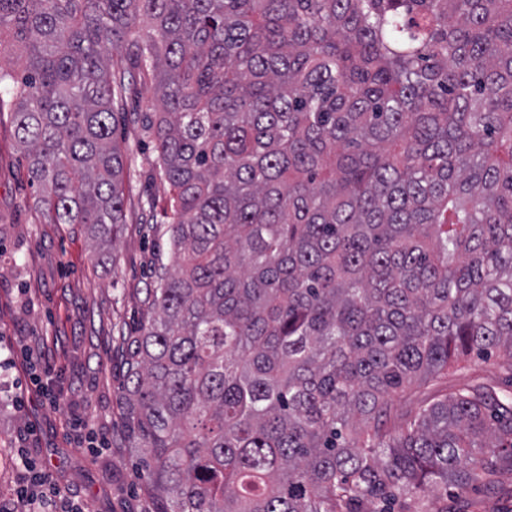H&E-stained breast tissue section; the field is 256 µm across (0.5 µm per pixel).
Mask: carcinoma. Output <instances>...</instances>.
Here are the masks:
<instances>
[{"label":"carcinoma","instance_id":"1","mask_svg":"<svg viewBox=\"0 0 512 512\" xmlns=\"http://www.w3.org/2000/svg\"><path fill=\"white\" fill-rule=\"evenodd\" d=\"M155 81L174 261L129 339L156 512H376L512 458V0H0L36 207L124 223L117 114ZM471 380H477L501 389L508 388L507 383L504 381V375L501 373L495 357L488 359L473 357L468 369L459 372L449 371L448 379L444 380L437 389L444 393L447 386L449 389L450 387H457L458 385Z\"/></svg>","mask_w":512,"mask_h":512}]
</instances>
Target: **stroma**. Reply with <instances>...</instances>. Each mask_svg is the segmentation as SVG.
Instances as JSON below:
<instances>
[{
	"label": "stroma",
	"mask_w": 512,
	"mask_h": 512,
	"mask_svg": "<svg viewBox=\"0 0 512 512\" xmlns=\"http://www.w3.org/2000/svg\"><path fill=\"white\" fill-rule=\"evenodd\" d=\"M153 82L128 94L114 138L128 157L124 222L112 253L95 257L81 224L45 223L9 115L0 116V505L18 496L32 466L85 512H154L144 469L125 441L120 393L125 339L147 320L158 263H172L156 222L169 186L155 168ZM427 512H512V468L495 484L420 494Z\"/></svg>",
	"instance_id": "35a3bbf8"
}]
</instances>
